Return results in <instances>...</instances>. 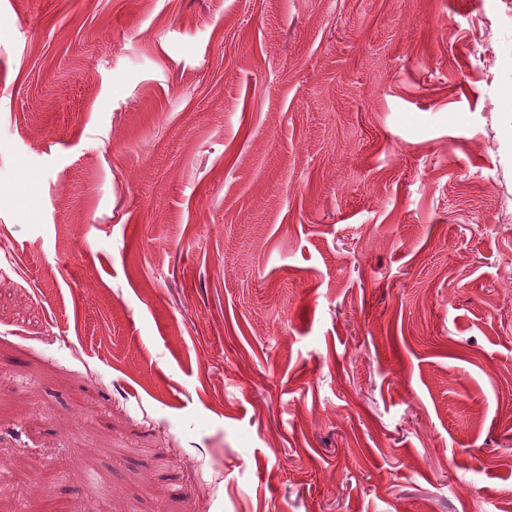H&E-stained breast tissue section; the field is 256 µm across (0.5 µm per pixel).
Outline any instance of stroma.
<instances>
[{
	"mask_svg": "<svg viewBox=\"0 0 512 512\" xmlns=\"http://www.w3.org/2000/svg\"><path fill=\"white\" fill-rule=\"evenodd\" d=\"M1 244L0 512H512L501 0H0Z\"/></svg>",
	"mask_w": 512,
	"mask_h": 512,
	"instance_id": "1",
	"label": "stroma"
}]
</instances>
